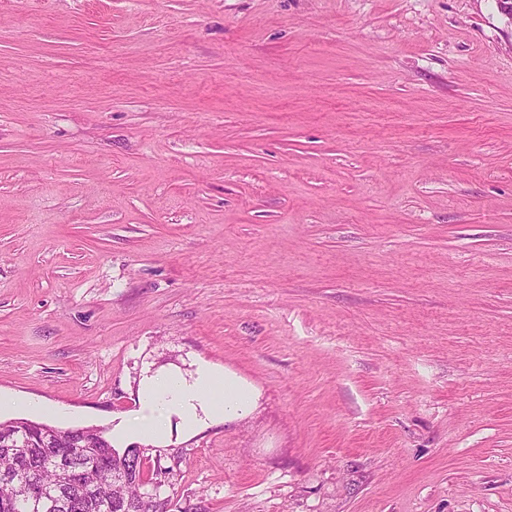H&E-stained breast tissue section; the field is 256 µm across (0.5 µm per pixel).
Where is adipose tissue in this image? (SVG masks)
Here are the masks:
<instances>
[{"label": "adipose tissue", "mask_w": 512, "mask_h": 512, "mask_svg": "<svg viewBox=\"0 0 512 512\" xmlns=\"http://www.w3.org/2000/svg\"><path fill=\"white\" fill-rule=\"evenodd\" d=\"M258 389L235 372L201 364L194 376L159 374L145 377L139 389V411L131 420L112 430L113 443L130 439L147 444L163 441L167 423L178 417L185 432L192 433L206 422L232 424L245 419L256 406Z\"/></svg>", "instance_id": "adipose-tissue-1"}]
</instances>
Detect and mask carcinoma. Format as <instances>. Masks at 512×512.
Listing matches in <instances>:
<instances>
[{
  "label": "carcinoma",
  "mask_w": 512,
  "mask_h": 512,
  "mask_svg": "<svg viewBox=\"0 0 512 512\" xmlns=\"http://www.w3.org/2000/svg\"><path fill=\"white\" fill-rule=\"evenodd\" d=\"M27 419L0 422V441L26 438L32 455L0 447V512H51L47 491L68 500L66 512H167L168 499L150 489L153 477L137 453L112 446L98 429L59 430Z\"/></svg>",
  "instance_id": "obj_1"
}]
</instances>
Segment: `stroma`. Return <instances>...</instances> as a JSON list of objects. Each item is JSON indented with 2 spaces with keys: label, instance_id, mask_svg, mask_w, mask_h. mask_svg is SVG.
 Instances as JSON below:
<instances>
[{
  "label": "stroma",
  "instance_id": "stroma-1",
  "mask_svg": "<svg viewBox=\"0 0 512 512\" xmlns=\"http://www.w3.org/2000/svg\"><path fill=\"white\" fill-rule=\"evenodd\" d=\"M178 419L168 512H512V26L497 0H0V395Z\"/></svg>",
  "mask_w": 512,
  "mask_h": 512
}]
</instances>
